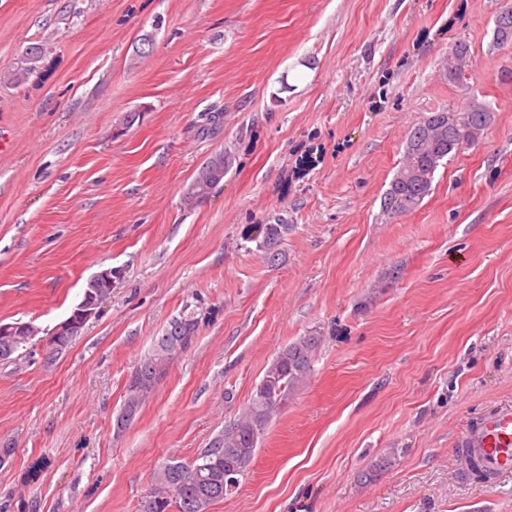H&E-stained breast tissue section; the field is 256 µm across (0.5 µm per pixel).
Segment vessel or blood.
<instances>
[{
  "instance_id": "vessel-or-blood-1",
  "label": "vessel or blood",
  "mask_w": 512,
  "mask_h": 512,
  "mask_svg": "<svg viewBox=\"0 0 512 512\" xmlns=\"http://www.w3.org/2000/svg\"><path fill=\"white\" fill-rule=\"evenodd\" d=\"M489 474L512 473V410H502L469 431L462 440Z\"/></svg>"
}]
</instances>
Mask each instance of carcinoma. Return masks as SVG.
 <instances>
[{"mask_svg": "<svg viewBox=\"0 0 512 512\" xmlns=\"http://www.w3.org/2000/svg\"><path fill=\"white\" fill-rule=\"evenodd\" d=\"M469 54L470 46L465 41L454 45L446 64L449 79L458 78V73L452 70L455 59ZM462 111L467 116L457 126L448 129L437 124L436 133L426 146L421 144L426 130L424 123L414 127L406 143L405 161L386 192V208L393 209L392 200L397 197L402 202L399 211L416 209L430 194L434 174L443 161L459 150L461 142H476L492 121L491 109L483 104L472 102ZM234 161L235 156L228 151L211 154L187 186L185 197L189 200L206 197L224 179ZM289 230L290 225L281 219L264 225L259 249L265 256L275 258L276 247L288 236ZM198 327L195 312L183 313L173 318L154 341L151 351L136 366L128 381L123 404L128 421L134 420L169 363L189 347ZM319 341L318 336H301L286 345L267 366L242 415L225 426L209 448L189 463L172 460L156 470L153 482L166 491V496L147 500L143 512H168L172 506L177 512H210L211 506L230 495L224 484V471H234L233 477L237 480L245 476L272 419L291 392L311 373ZM22 348L24 344L0 333V361L10 359Z\"/></svg>", "mask_w": 512, "mask_h": 512, "instance_id": "obj_1", "label": "carcinoma"}]
</instances>
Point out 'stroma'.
I'll list each match as a JSON object with an SVG mask.
<instances>
[{
  "instance_id": "35a3bbf8",
  "label": "stroma",
  "mask_w": 512,
  "mask_h": 512,
  "mask_svg": "<svg viewBox=\"0 0 512 512\" xmlns=\"http://www.w3.org/2000/svg\"><path fill=\"white\" fill-rule=\"evenodd\" d=\"M499 6L0 0V70L43 46L24 83H0V323L49 330L90 277L121 273L68 349L37 337L0 361V448L14 451L0 512H141L154 471L208 448L308 335L310 375L210 512H512V474L476 479L461 454L463 435L512 409ZM460 40L471 63L454 82ZM472 101L493 112L478 142L415 210H385L414 125ZM223 149L233 167L185 206ZM278 217L291 230L271 262L244 231ZM187 308L193 342L117 429L132 371Z\"/></svg>"
}]
</instances>
